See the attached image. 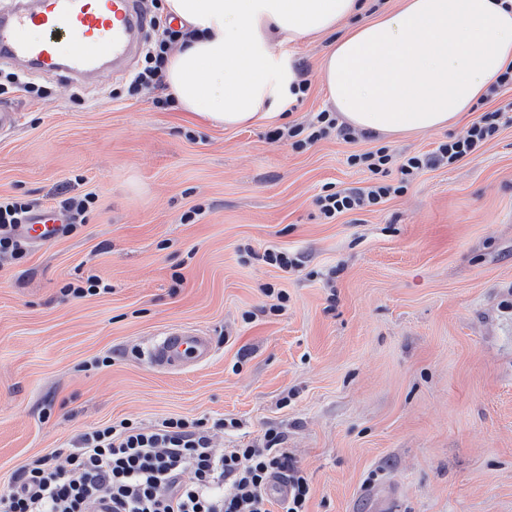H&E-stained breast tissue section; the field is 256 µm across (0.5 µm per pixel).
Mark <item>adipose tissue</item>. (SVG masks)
I'll return each mask as SVG.
<instances>
[{
  "instance_id": "ef3b65f1",
  "label": "adipose tissue",
  "mask_w": 512,
  "mask_h": 512,
  "mask_svg": "<svg viewBox=\"0 0 512 512\" xmlns=\"http://www.w3.org/2000/svg\"><path fill=\"white\" fill-rule=\"evenodd\" d=\"M188 37L167 91L194 120L242 128L287 113L299 72L285 44L336 40L320 78L356 131L401 135L457 122L512 64V0H402L347 31L361 0H164Z\"/></svg>"
}]
</instances>
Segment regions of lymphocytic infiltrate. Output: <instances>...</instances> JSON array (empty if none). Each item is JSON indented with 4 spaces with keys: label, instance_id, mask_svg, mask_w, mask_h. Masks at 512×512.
Instances as JSON below:
<instances>
[{
    "label": "lymphocytic infiltrate",
    "instance_id": "f902f5d3",
    "mask_svg": "<svg viewBox=\"0 0 512 512\" xmlns=\"http://www.w3.org/2000/svg\"><path fill=\"white\" fill-rule=\"evenodd\" d=\"M147 9L151 35L141 67L124 87L129 98L162 87L168 56L187 37L183 27L174 26L162 0H150ZM509 123L506 109H487L463 135L440 143L432 153L398 163L383 148L351 155V165L371 174V185L326 192L316 200L319 210L333 219L378 206L403 193L425 168L454 164L475 153ZM333 133L346 137L350 130L324 110L308 125L275 130L270 138L291 137L294 149L302 150ZM393 164L399 177L389 183L385 177ZM33 210L23 198L0 196V258L26 256L29 244L14 230L27 223ZM224 426L221 420L212 426L204 418L170 417L149 428L128 419L93 427L74 440L65 463H58L51 450L22 466L8 489L0 491V512H97L102 501L111 502L112 512H270L268 489L278 476L288 484L285 512H307L308 482L280 450L278 432L266 434L264 447L226 452L212 447L210 438L211 428Z\"/></svg>",
    "mask_w": 512,
    "mask_h": 512
}]
</instances>
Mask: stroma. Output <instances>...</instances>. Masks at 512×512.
Here are the masks:
<instances>
[{"instance_id":"stroma-1","label":"stroma","mask_w":512,"mask_h":512,"mask_svg":"<svg viewBox=\"0 0 512 512\" xmlns=\"http://www.w3.org/2000/svg\"><path fill=\"white\" fill-rule=\"evenodd\" d=\"M333 36L288 45L310 89L288 116L332 105L319 68ZM0 137V194L53 205L91 192L71 236L0 261V491L49 450L107 421L231 420L220 448L276 430L310 485L308 512H512V124L466 159L425 170L402 194L325 220L323 187L369 186L350 155L434 151L463 134L270 142L244 129L114 100L122 76L37 73ZM193 222L183 216L192 209ZM300 261L283 271L263 254ZM97 276L104 292L64 295ZM286 292L278 304L277 292ZM194 326L215 354L182 373L144 355Z\"/></svg>"}]
</instances>
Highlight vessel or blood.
<instances>
[{
	"label": "vessel or blood",
	"mask_w": 512,
	"mask_h": 512,
	"mask_svg": "<svg viewBox=\"0 0 512 512\" xmlns=\"http://www.w3.org/2000/svg\"><path fill=\"white\" fill-rule=\"evenodd\" d=\"M33 26L42 30L41 38L28 37ZM147 30L142 0H16L0 11V59L29 72H63L75 79L106 65L120 74L141 51ZM62 222L59 212L43 209L17 232L43 245L58 239ZM213 355L212 337L187 326L163 331L147 349L150 363L169 372L199 367Z\"/></svg>",
	"instance_id": "vessel-or-blood-1"
}]
</instances>
